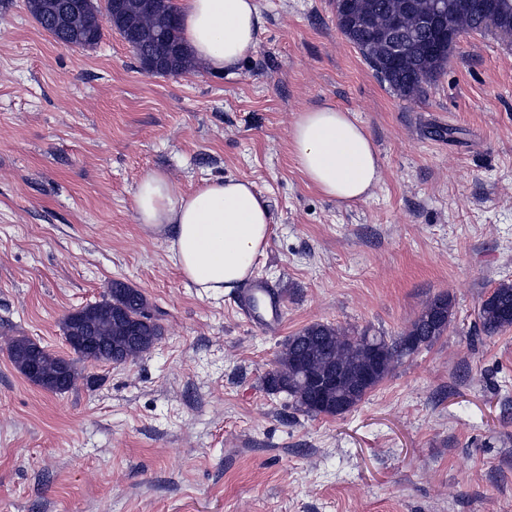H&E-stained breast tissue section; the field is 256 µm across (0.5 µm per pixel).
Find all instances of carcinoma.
<instances>
[{"instance_id":"1","label":"carcinoma","mask_w":512,"mask_h":512,"mask_svg":"<svg viewBox=\"0 0 512 512\" xmlns=\"http://www.w3.org/2000/svg\"><path fill=\"white\" fill-rule=\"evenodd\" d=\"M34 0L28 8L38 24L61 47H87L101 36L97 21L82 22V34L75 35L56 27L54 10L64 0H52L50 8L37 9ZM139 6L138 34L118 29L125 40L139 37L143 50L173 55V65L159 71L161 75H178L188 71L192 58L180 37V22L173 7H168L167 23L160 27L150 0H129ZM370 16L369 27L345 34L373 69L396 92L403 96L418 95L423 84L436 78L448 62L451 49L443 50V64L433 67L431 36L418 30V16L427 11L432 0H416L413 11L402 9V0H357ZM506 11L507 22L492 26L486 16L475 10H463L451 18L459 32L491 30L503 38H512V0H496ZM388 31L405 40L415 39L413 50L389 61L391 40L377 33ZM453 315L449 295L431 300L403 335L384 336L355 333L339 326L313 323L288 337L278 355L275 368L264 379L270 392H284L292 406L308 415H336V406L351 409L380 384L391 370L411 352L401 348L406 339L415 348L430 345L447 332ZM478 326L487 336L512 327V283L498 284L478 309ZM63 333L73 352L85 359L104 363L135 361L149 352L162 335L161 326L148 312L145 295L122 281H112V288L102 300L68 314ZM9 357L29 381L43 390L62 394L75 384L77 372L73 360L48 352L25 336L13 339Z\"/></svg>"}]
</instances>
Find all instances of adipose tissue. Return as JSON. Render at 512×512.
Wrapping results in <instances>:
<instances>
[{
    "label": "adipose tissue",
    "mask_w": 512,
    "mask_h": 512,
    "mask_svg": "<svg viewBox=\"0 0 512 512\" xmlns=\"http://www.w3.org/2000/svg\"><path fill=\"white\" fill-rule=\"evenodd\" d=\"M192 58L213 72L233 71L253 53L263 25L254 0H175ZM293 158L308 186L348 203L381 178L376 151L351 112L323 105L301 112L289 132ZM136 219L163 235L181 277L199 295L219 297L252 275L268 246L272 216L252 182L203 180L184 190L161 173L146 175L134 195Z\"/></svg>",
    "instance_id": "adipose-tissue-1"
}]
</instances>
